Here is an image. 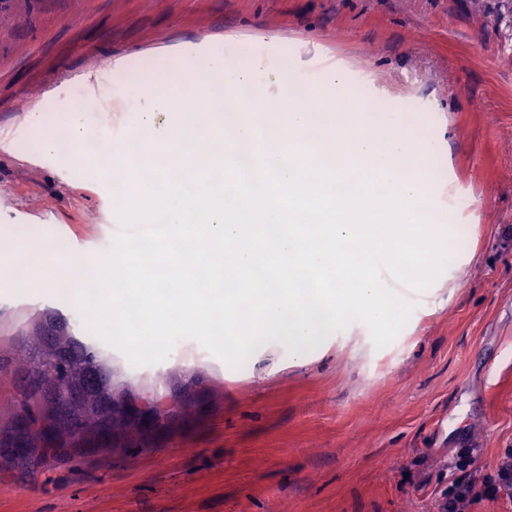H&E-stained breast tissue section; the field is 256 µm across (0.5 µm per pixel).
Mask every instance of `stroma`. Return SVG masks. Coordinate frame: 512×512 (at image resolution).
Returning a JSON list of instances; mask_svg holds the SVG:
<instances>
[{
	"instance_id": "stroma-1",
	"label": "stroma",
	"mask_w": 512,
	"mask_h": 512,
	"mask_svg": "<svg viewBox=\"0 0 512 512\" xmlns=\"http://www.w3.org/2000/svg\"><path fill=\"white\" fill-rule=\"evenodd\" d=\"M212 45L229 65L264 58L252 94L298 97L334 65L378 112L440 135L435 192L467 261L413 293L384 346L355 322L237 365L189 338L133 364L65 296L0 275V512H445L461 480L471 512H512V0H15L0 14V240L105 258L126 230L107 184L41 155L27 117L82 108L89 132L122 138L139 107L110 72L146 79ZM48 314L157 419L12 459Z\"/></svg>"
}]
</instances>
